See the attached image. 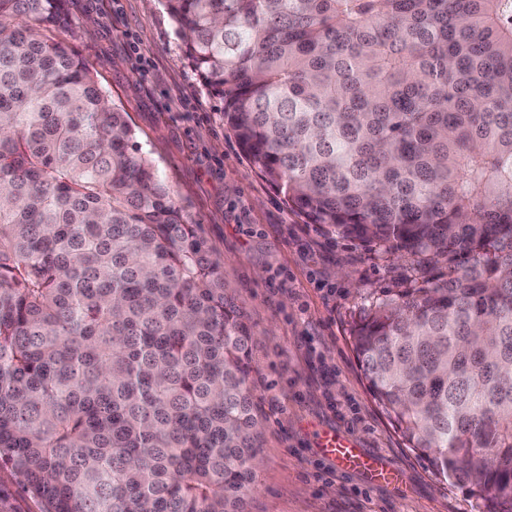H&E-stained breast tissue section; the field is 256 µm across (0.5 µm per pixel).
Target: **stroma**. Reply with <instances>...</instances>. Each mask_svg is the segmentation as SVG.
Returning a JSON list of instances; mask_svg holds the SVG:
<instances>
[{"label":"stroma","instance_id":"35a3bbf8","mask_svg":"<svg viewBox=\"0 0 512 512\" xmlns=\"http://www.w3.org/2000/svg\"><path fill=\"white\" fill-rule=\"evenodd\" d=\"M41 36L67 41L123 111L253 327L262 451L248 512H476L380 414L350 348L353 321L401 271L289 210L224 125L162 0H66ZM347 435L401 473L392 489L315 452Z\"/></svg>","mask_w":512,"mask_h":512}]
</instances>
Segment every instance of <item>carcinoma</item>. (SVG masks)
<instances>
[{
	"label": "carcinoma",
	"instance_id": "carcinoma-1",
	"mask_svg": "<svg viewBox=\"0 0 512 512\" xmlns=\"http://www.w3.org/2000/svg\"><path fill=\"white\" fill-rule=\"evenodd\" d=\"M287 207L409 262L350 333L405 446L512 512V0H164ZM64 0H0V466L43 512H246L253 332Z\"/></svg>",
	"mask_w": 512,
	"mask_h": 512
}]
</instances>
